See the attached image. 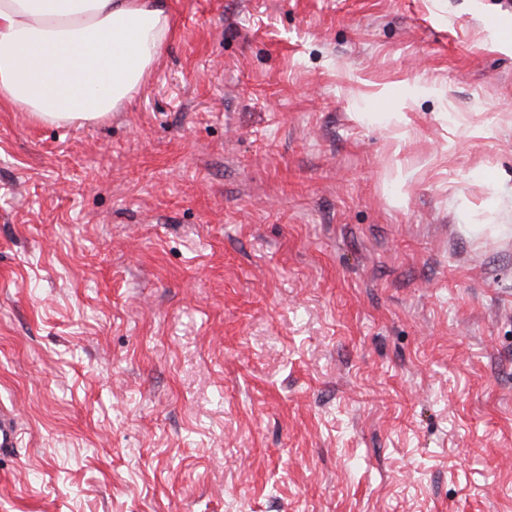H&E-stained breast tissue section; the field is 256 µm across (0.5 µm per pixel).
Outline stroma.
<instances>
[{
  "instance_id": "stroma-1",
  "label": "stroma",
  "mask_w": 512,
  "mask_h": 512,
  "mask_svg": "<svg viewBox=\"0 0 512 512\" xmlns=\"http://www.w3.org/2000/svg\"><path fill=\"white\" fill-rule=\"evenodd\" d=\"M165 3L0 110V512H512V0ZM20 430L13 410L0 407V458L12 456L18 448Z\"/></svg>"
}]
</instances>
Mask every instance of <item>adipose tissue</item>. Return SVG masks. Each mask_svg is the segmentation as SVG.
<instances>
[{"label":"adipose tissue","mask_w":512,"mask_h":512,"mask_svg":"<svg viewBox=\"0 0 512 512\" xmlns=\"http://www.w3.org/2000/svg\"><path fill=\"white\" fill-rule=\"evenodd\" d=\"M173 29L161 0H0V107L49 125L104 120Z\"/></svg>","instance_id":"1"}]
</instances>
